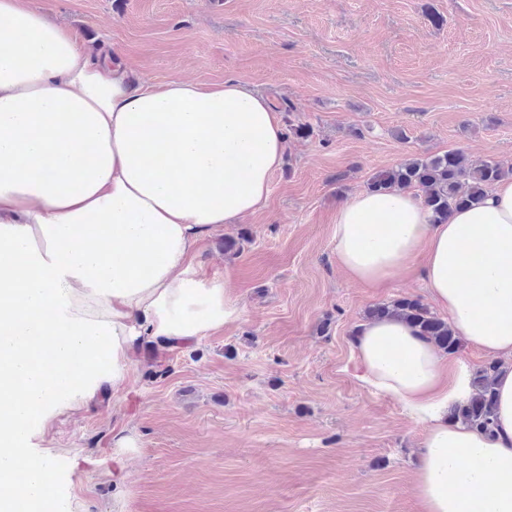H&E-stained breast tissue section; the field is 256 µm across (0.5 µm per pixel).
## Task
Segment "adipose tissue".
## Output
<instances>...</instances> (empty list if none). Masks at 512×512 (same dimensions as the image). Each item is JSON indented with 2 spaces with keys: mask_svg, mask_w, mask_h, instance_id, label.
Listing matches in <instances>:
<instances>
[{
  "mask_svg": "<svg viewBox=\"0 0 512 512\" xmlns=\"http://www.w3.org/2000/svg\"><path fill=\"white\" fill-rule=\"evenodd\" d=\"M286 145L246 84L135 85L21 0H0V512H71L31 440L63 408L126 384L146 340L236 322L202 241L261 213ZM339 266L372 288L417 269L468 345L498 363L492 433L450 421L473 373L391 317L352 336L355 377L422 424L424 512H512V179L437 224L420 195L361 192L336 213Z\"/></svg>",
  "mask_w": 512,
  "mask_h": 512,
  "instance_id": "ef3b65f1",
  "label": "adipose tissue"
}]
</instances>
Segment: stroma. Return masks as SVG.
I'll list each match as a JSON object with an SVG mask.
<instances>
[{
  "label": "stroma",
  "mask_w": 512,
  "mask_h": 512,
  "mask_svg": "<svg viewBox=\"0 0 512 512\" xmlns=\"http://www.w3.org/2000/svg\"><path fill=\"white\" fill-rule=\"evenodd\" d=\"M88 51L156 84L234 77L288 137L264 212L206 242L242 318L182 348L140 345L124 394L39 438L73 512H422L423 429L353 375L367 310L425 298L417 272L369 288L338 266L336 211L373 173L463 150L512 165V0H30ZM249 230L228 253L225 240ZM120 432L139 440L112 458Z\"/></svg>",
  "instance_id": "obj_1"
}]
</instances>
